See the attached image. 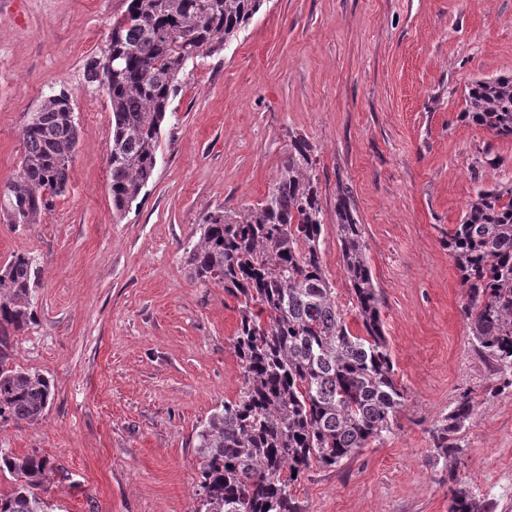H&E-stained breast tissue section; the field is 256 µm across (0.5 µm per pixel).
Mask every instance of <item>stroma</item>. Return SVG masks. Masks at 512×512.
<instances>
[{
    "label": "stroma",
    "instance_id": "stroma-1",
    "mask_svg": "<svg viewBox=\"0 0 512 512\" xmlns=\"http://www.w3.org/2000/svg\"><path fill=\"white\" fill-rule=\"evenodd\" d=\"M129 0H0V185L21 130L67 91L79 128L65 192L37 223H0V265L30 257L35 321L15 365L47 376L35 425L0 423V452L53 463L52 512H193L195 430L235 399L239 315L185 250L208 213L264 199L292 133L318 149L321 258L350 309L336 237L348 189L365 232L403 388L392 434L297 489L307 512H448L429 462L433 424L461 397L459 481L512 512V387L477 353L448 232L478 187L512 183V138L463 120L464 89L512 75V0H264L236 39L187 66L136 209L117 217L107 162L112 108L86 69Z\"/></svg>",
    "mask_w": 512,
    "mask_h": 512
}]
</instances>
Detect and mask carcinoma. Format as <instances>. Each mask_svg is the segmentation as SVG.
I'll use <instances>...</instances> for the list:
<instances>
[{
    "instance_id": "1",
    "label": "carcinoma",
    "mask_w": 512,
    "mask_h": 512,
    "mask_svg": "<svg viewBox=\"0 0 512 512\" xmlns=\"http://www.w3.org/2000/svg\"><path fill=\"white\" fill-rule=\"evenodd\" d=\"M263 0H130L112 22L104 88L112 106L108 167L112 208L140 204L157 164L159 137L179 75L203 52L235 39ZM464 117L512 138V75L471 82ZM15 180L0 190L8 224H35L67 185L79 129L64 92L46 97L23 126ZM324 224L316 149L288 135V148L266 197L209 214L186 250L194 276L224 286L237 302L233 339L242 387L200 423L198 506L194 512H306L296 489L314 464L336 468L390 432L405 399L381 319L362 225L348 190L336 201V234L354 294L355 334L336 302L321 260ZM448 252L465 288L461 314L491 372L512 386V185L479 188ZM32 260L16 255L0 267V421L34 424L52 400L50 380L12 364L13 339L33 316ZM472 415L462 398L430 430L435 464L455 482L448 512H495L497 504L457 482L459 434ZM51 468L32 452L0 455L15 480L0 512H47L34 488Z\"/></svg>"
}]
</instances>
